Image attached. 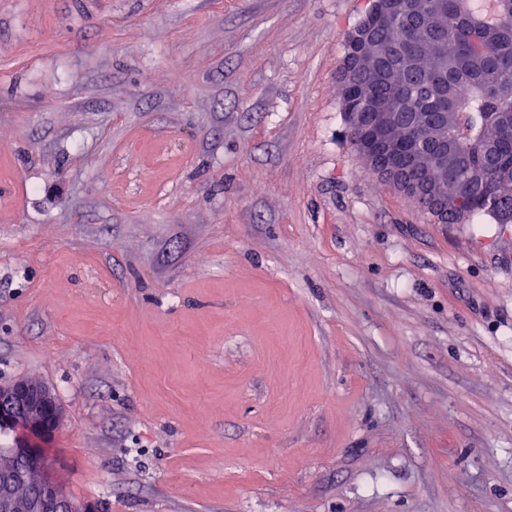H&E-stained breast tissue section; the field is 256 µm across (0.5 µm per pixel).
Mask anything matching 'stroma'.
<instances>
[{
    "instance_id": "35a3bbf8",
    "label": "stroma",
    "mask_w": 512,
    "mask_h": 512,
    "mask_svg": "<svg viewBox=\"0 0 512 512\" xmlns=\"http://www.w3.org/2000/svg\"><path fill=\"white\" fill-rule=\"evenodd\" d=\"M369 7L0 0V383L95 512H512V232L364 170Z\"/></svg>"
}]
</instances>
